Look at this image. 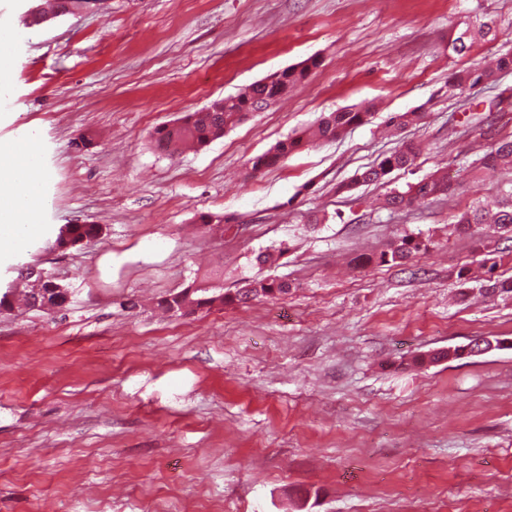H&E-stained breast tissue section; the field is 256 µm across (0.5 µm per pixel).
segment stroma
<instances>
[{
	"instance_id": "1",
	"label": "stroma",
	"mask_w": 512,
	"mask_h": 512,
	"mask_svg": "<svg viewBox=\"0 0 512 512\" xmlns=\"http://www.w3.org/2000/svg\"><path fill=\"white\" fill-rule=\"evenodd\" d=\"M28 7L0 0V140L41 141L43 229L0 249V285L21 297L34 265L70 301L0 311V512H512V348L412 363L512 339L511 297L460 300L459 270L483 274L485 255L453 227L512 181L468 170L512 135V69L448 87L512 50V0H105L33 26ZM489 18L496 40L456 54L465 22ZM314 56L301 84L223 137L172 156L151 145L157 127ZM364 106L367 123L252 171L322 114ZM401 112L421 119L388 128ZM409 142L411 168L355 184ZM437 171L450 193L383 208ZM203 214L238 225L209 230ZM74 223L103 235L53 248ZM401 231L430 250L358 266ZM279 246V264L257 269ZM259 275L294 288L182 316L160 306ZM495 74L493 69L473 68L464 69L451 73L448 84L454 89L461 90L468 85H473L483 80H487Z\"/></svg>"
}]
</instances>
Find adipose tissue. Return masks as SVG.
I'll list each match as a JSON object with an SVG mask.
<instances>
[{
  "mask_svg": "<svg viewBox=\"0 0 512 512\" xmlns=\"http://www.w3.org/2000/svg\"><path fill=\"white\" fill-rule=\"evenodd\" d=\"M42 148L37 137L0 143V246L41 232L45 198L41 179Z\"/></svg>",
  "mask_w": 512,
  "mask_h": 512,
  "instance_id": "obj_1",
  "label": "adipose tissue"
}]
</instances>
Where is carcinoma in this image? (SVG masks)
Wrapping results in <instances>:
<instances>
[{"instance_id": "1", "label": "carcinoma", "mask_w": 512, "mask_h": 512, "mask_svg": "<svg viewBox=\"0 0 512 512\" xmlns=\"http://www.w3.org/2000/svg\"><path fill=\"white\" fill-rule=\"evenodd\" d=\"M496 36L491 21H482L477 26L466 27L462 34L454 39L457 53L467 52L478 37ZM317 66L311 60L296 68H290L265 84L255 83L234 98L216 100L208 106V111L189 112L177 122L157 128L153 134V146L157 149L173 153L187 143L202 147L211 141L224 136V131L239 123L248 113L259 112L271 102L288 93V90L301 83L310 68ZM512 68V53L501 55L496 61V69L473 68L451 73L448 84L461 90L487 80L495 74V70ZM372 115L370 109H345L330 112L318 123L305 128L294 136L281 141L266 152L251 159L252 170L260 171L279 165L290 153L302 144L320 139H332L344 129L365 123ZM416 147L412 143L403 145L399 150L385 156L378 165L365 170L359 177L364 183H379L396 169H405L413 164ZM512 164V138H506L487 152L480 160L481 168L497 170L503 164ZM452 190V182L444 175L434 173L427 178L407 185L404 190H395L385 198V206L392 210L403 211L411 208L421 199L446 195ZM457 230L470 232L473 227L482 225L491 229L492 234L506 240L512 239V189L502 195V204L495 212L487 211L480 206L463 213L456 221ZM70 233L78 241L87 244L99 239L101 229L97 224H72ZM431 241L412 234H402L392 239L387 249L377 255L368 257L365 262L373 261L383 264L404 265L416 259L430 249ZM281 247L268 249L256 255L255 261L260 267H272L282 257ZM291 285L284 281L254 279L246 287L235 293L224 294V304L235 302L248 303L259 297L273 298L286 294Z\"/></svg>"}]
</instances>
